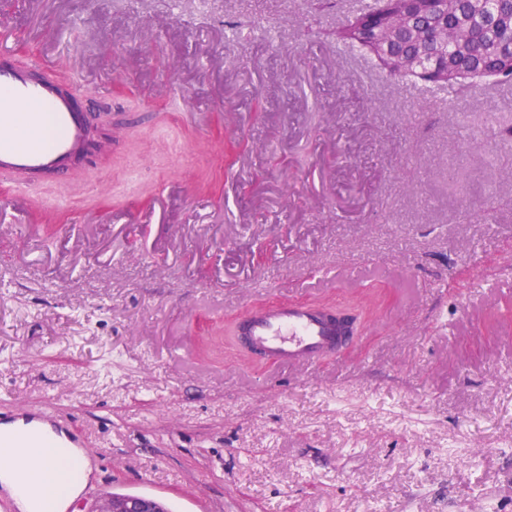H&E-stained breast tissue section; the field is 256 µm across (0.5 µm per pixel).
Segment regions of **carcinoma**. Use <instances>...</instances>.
I'll list each match as a JSON object with an SVG mask.
<instances>
[{
	"mask_svg": "<svg viewBox=\"0 0 512 512\" xmlns=\"http://www.w3.org/2000/svg\"><path fill=\"white\" fill-rule=\"evenodd\" d=\"M404 2L371 0L338 24L332 38L361 49L390 77H404L395 62L413 57L439 89L483 77L512 86V0H424L413 25L386 34Z\"/></svg>",
	"mask_w": 512,
	"mask_h": 512,
	"instance_id": "carcinoma-1",
	"label": "carcinoma"
}]
</instances>
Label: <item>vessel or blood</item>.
Instances as JSON below:
<instances>
[{
  "mask_svg": "<svg viewBox=\"0 0 512 512\" xmlns=\"http://www.w3.org/2000/svg\"><path fill=\"white\" fill-rule=\"evenodd\" d=\"M36 59L25 66H0V177L12 180L52 170L67 171L70 152L83 137L77 98L88 86L75 84L69 95L58 93L50 81H37ZM42 130L38 139H24L20 127ZM250 343L281 365L315 366L336 341L337 333L314 307L304 303L275 305L247 313ZM79 440L43 407L22 406L0 417V446L9 448H76Z\"/></svg>",
  "mask_w": 512,
  "mask_h": 512,
  "instance_id": "obj_1",
  "label": "vessel or blood"
}]
</instances>
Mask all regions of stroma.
<instances>
[{
	"mask_svg": "<svg viewBox=\"0 0 512 512\" xmlns=\"http://www.w3.org/2000/svg\"><path fill=\"white\" fill-rule=\"evenodd\" d=\"M25 2L13 63L114 127L0 223V414L83 439L67 512H512V92L339 56L352 0H53L56 43ZM276 300L368 323L311 368L225 343ZM89 476L90 470L87 465L77 468L75 475L55 498V512H64L67 509L69 502L80 493ZM163 501L144 495L110 494L97 498L83 512H167Z\"/></svg>",
	"mask_w": 512,
	"mask_h": 512,
	"instance_id": "obj_1",
	"label": "stroma"
}]
</instances>
